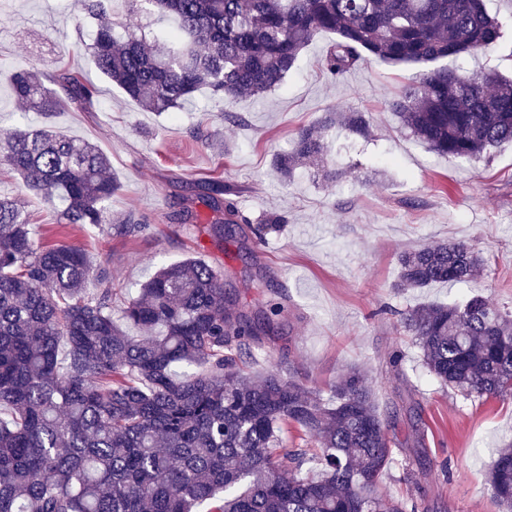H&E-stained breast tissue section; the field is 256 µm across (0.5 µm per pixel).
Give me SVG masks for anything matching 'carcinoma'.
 I'll return each mask as SVG.
<instances>
[{
    "label": "carcinoma",
    "instance_id": "carcinoma-1",
    "mask_svg": "<svg viewBox=\"0 0 512 512\" xmlns=\"http://www.w3.org/2000/svg\"><path fill=\"white\" fill-rule=\"evenodd\" d=\"M148 7L176 23L155 48L131 23L114 37L112 17ZM83 11L95 33L82 51L150 112L179 108L200 89L262 98L328 32L335 40L320 67L333 79L367 56L427 66L386 106L431 151L471 161L512 144V77L437 65L500 42L502 23L484 0H83ZM9 83L44 123L0 141V163L26 191L60 202V223L104 224L119 188L110 161L53 122L64 109L90 111L98 88L66 66L15 71ZM371 120L328 109L274 165L287 180L327 159L330 132L366 137ZM202 189L213 211L224 209L213 224L222 239L235 211L220 184ZM399 264V288L466 283L483 269L465 242L406 251ZM112 295L85 249L39 246L17 200L0 198V512H417L375 492L393 459L391 419L363 374L347 372L325 395L279 368L244 371L242 356L279 332L280 304L232 315L221 275L194 258L161 266L125 301L122 320L141 336L114 320ZM403 327L441 385L512 397V313L471 294L416 307ZM186 364L204 370L178 373ZM290 429L314 443L288 446ZM487 484L512 512V448L498 451Z\"/></svg>",
    "mask_w": 512,
    "mask_h": 512
}]
</instances>
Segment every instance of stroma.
Instances as JSON below:
<instances>
[{
	"label": "stroma",
	"instance_id": "stroma-1",
	"mask_svg": "<svg viewBox=\"0 0 512 512\" xmlns=\"http://www.w3.org/2000/svg\"><path fill=\"white\" fill-rule=\"evenodd\" d=\"M486 7L503 26L501 43L447 64L511 74L512 0H486ZM90 37L82 0H0V139L41 122L17 106L9 75L34 64L47 72L64 65L97 80L80 49ZM331 41V34H319L284 83L260 99H217L201 90L160 115L105 82L91 111L57 113L60 131L110 157L120 188L108 215L132 216L145 227L138 237L60 223L56 209L28 194L3 165L0 197L23 203L37 244L82 247L107 270L116 291L113 313L162 264L188 257L223 274L240 310L280 303L283 337L254 348L247 372L289 367L305 386L325 390L349 369L363 371L380 412L397 416L394 461L379 480L381 494L413 499L419 512H502L485 479L497 451L512 444V397L474 400L441 387L423 367L402 316L472 293L512 309V147L470 162L430 151L384 107L419 66L369 57L331 79L319 67ZM330 107L366 109L373 118L370 139L353 142L346 177L328 184L307 167L283 180L273 154L289 151L299 127ZM208 135L223 140L224 156L206 145ZM212 176L223 181L238 222L257 226L277 217L280 227L259 243L217 242L213 213L197 188ZM185 205L194 219L173 222ZM459 241L482 257L478 277L397 288L402 252ZM396 352L402 361L394 368ZM419 437L427 464L414 469L409 460Z\"/></svg>",
	"mask_w": 512,
	"mask_h": 512
}]
</instances>
